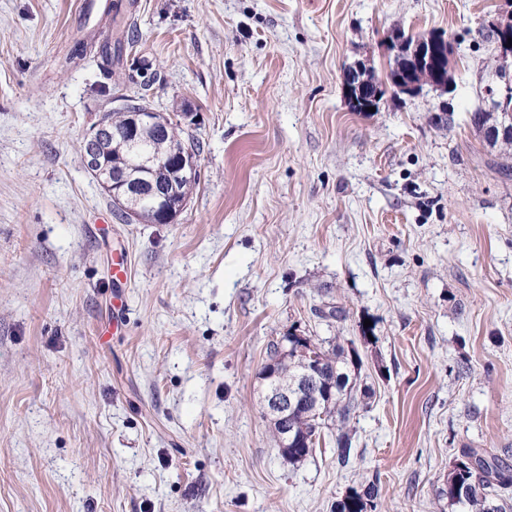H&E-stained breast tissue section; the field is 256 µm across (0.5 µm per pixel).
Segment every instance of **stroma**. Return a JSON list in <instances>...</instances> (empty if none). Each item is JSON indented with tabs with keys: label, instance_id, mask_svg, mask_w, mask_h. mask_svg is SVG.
Masks as SVG:
<instances>
[{
	"label": "stroma",
	"instance_id": "obj_1",
	"mask_svg": "<svg viewBox=\"0 0 512 512\" xmlns=\"http://www.w3.org/2000/svg\"><path fill=\"white\" fill-rule=\"evenodd\" d=\"M83 2L0 0V512H332L372 480L375 512H461L463 451L512 464V176L469 120L512 0H121L109 80L65 61L100 38ZM399 30L448 39L453 91L351 111ZM150 75L203 147L172 224L121 219L79 151ZM291 332L363 392L348 463L331 438L288 463L262 415ZM383 91V83L374 74L363 69L351 70L346 83L345 94L350 105L357 111H368V107L378 108ZM130 277L129 265L123 257H117L112 261V288L117 290L112 295V330L117 332L122 322L124 301L122 288H125ZM307 337L320 349L322 364L319 372L324 383H328L333 380L335 382L336 376L337 385L339 378L344 374L346 378L344 387H346L349 383V376L343 371V365L346 364L343 356V350L338 345L333 346L332 349H325L323 346L324 342L316 341L311 336Z\"/></svg>",
	"mask_w": 512,
	"mask_h": 512
}]
</instances>
